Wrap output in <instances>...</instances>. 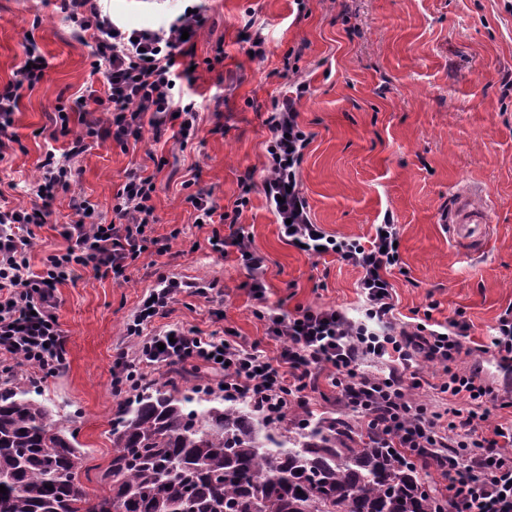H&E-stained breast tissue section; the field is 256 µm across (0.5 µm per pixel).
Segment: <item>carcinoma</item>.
Wrapping results in <instances>:
<instances>
[{
	"instance_id": "obj_1",
	"label": "carcinoma",
	"mask_w": 512,
	"mask_h": 512,
	"mask_svg": "<svg viewBox=\"0 0 512 512\" xmlns=\"http://www.w3.org/2000/svg\"><path fill=\"white\" fill-rule=\"evenodd\" d=\"M87 471L66 420L22 375L0 382V512H450L445 487L363 418L273 423L172 380L117 404L102 495Z\"/></svg>"
}]
</instances>
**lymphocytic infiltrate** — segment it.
<instances>
[{
	"mask_svg": "<svg viewBox=\"0 0 512 512\" xmlns=\"http://www.w3.org/2000/svg\"><path fill=\"white\" fill-rule=\"evenodd\" d=\"M60 10L77 36H92V69H104L102 90L88 89L74 101L83 113L81 130L59 113L60 136L68 147L48 150L37 166L32 206L0 202V375L20 364L36 370L40 380L55 377L66 361L65 337L56 309L57 284L75 280L85 269L96 276L128 281L127 271L143 255L165 254L168 240L156 236L152 176L130 170L115 196L113 224L88 223L89 199L75 196L77 220L64 232V252L49 255L41 271L30 268L35 227L47 223L57 192L69 191L71 162L90 142L110 138L120 146L140 140L144 127L155 137L175 130L180 142L194 135L200 107L184 92L189 77L183 67L185 37H197L205 26L203 13L183 12L159 28L129 29L104 11L101 0H59ZM47 61L36 42H28L24 64L13 80L0 86V161L18 142L14 115L23 88L42 79ZM307 91L283 96L268 118L270 164L262 181L266 200L293 246L307 254L335 253L361 268L364 299L359 316L336 308L300 307L287 314L266 304L261 280L264 259L251 246L239 219L250 203L252 176H245L232 212L221 211L209 190L188 194L186 203L202 223L228 224V235L213 231L212 252L236 250L251 274L250 293L264 321L267 338L277 347L268 356L259 343L233 333L201 335L173 326L152 330L165 317L181 286L169 282L146 298L125 329V342L112 355V390L127 392L152 383L160 367L177 361L211 370L226 400L245 399L265 418L275 420L288 410L309 405L320 373H327L338 403L373 423L375 429L421 463L434 469L448 489L453 512H512V425L497 423L490 407L512 406V389L494 386L483 375L485 358L512 368V308L498 318L486 344L472 343L470 324L459 319L418 323L399 318L388 271L400 263L397 225L375 227L368 241L339 239L310 219L300 188L299 167L310 136L299 125L297 105ZM470 357L461 367L462 357ZM439 366L438 380L421 371Z\"/></svg>",
	"mask_w": 512,
	"mask_h": 512,
	"instance_id": "f902f5d3",
	"label": "lymphocytic infiltrate"
}]
</instances>
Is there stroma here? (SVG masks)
I'll return each instance as SVG.
<instances>
[{"instance_id": "stroma-1", "label": "stroma", "mask_w": 512, "mask_h": 512, "mask_svg": "<svg viewBox=\"0 0 512 512\" xmlns=\"http://www.w3.org/2000/svg\"><path fill=\"white\" fill-rule=\"evenodd\" d=\"M58 0H0V85L12 80L34 37L48 61L43 80L23 90L15 115L20 143L0 162V190L31 205L30 184L50 143L58 107L101 89L92 73V40L76 37ZM207 22L192 55L193 84L203 99L196 136L188 144L154 140L122 147L91 142L72 162L70 193L59 194L29 253L33 270L64 251L63 232L75 220L71 194L87 196L93 220L111 223L112 203L129 169L155 177L156 235L177 231L167 255L146 256L119 285L92 271L57 287L58 321L67 361L40 383L41 398L77 430L90 464L112 457V349L145 297L158 287V271L207 296L178 294L170 325L202 334L234 329L264 340L263 321L249 292V274L235 257L208 245L211 225H197L184 201L183 180L198 174L225 210H232L247 171L257 178L241 222L253 248L266 258L263 278L270 305L356 308L359 267L333 255L313 256L283 236L260 183L269 162L267 118L289 87L309 84L298 121L311 135L300 186L314 223L338 238L369 240L393 219L399 229L400 269L389 280L398 311H431L434 320L470 324L474 340L491 338L498 317L512 307V0H204ZM183 0H109L112 16L130 28L155 27L183 12ZM266 39V55L247 53L246 23ZM168 160L156 169L157 157ZM480 187L492 204L490 236L470 251L448 236L444 217L455 192ZM223 310L216 318L215 310Z\"/></svg>"}]
</instances>
